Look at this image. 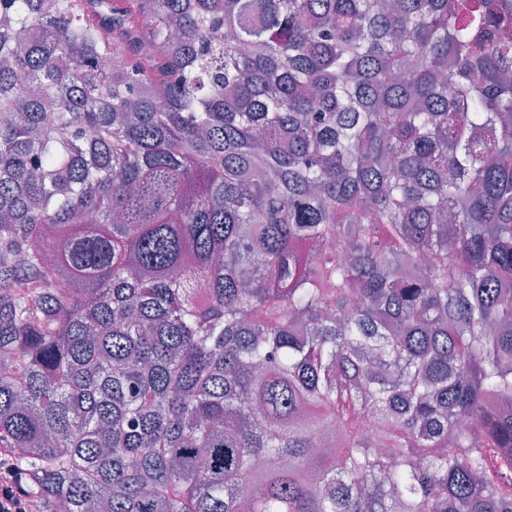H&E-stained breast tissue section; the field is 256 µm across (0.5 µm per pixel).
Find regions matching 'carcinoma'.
Returning <instances> with one entry per match:
<instances>
[{
	"label": "carcinoma",
	"mask_w": 512,
	"mask_h": 512,
	"mask_svg": "<svg viewBox=\"0 0 512 512\" xmlns=\"http://www.w3.org/2000/svg\"><path fill=\"white\" fill-rule=\"evenodd\" d=\"M0 448L42 512H512L501 0H0Z\"/></svg>",
	"instance_id": "cac0c4a2"
}]
</instances>
